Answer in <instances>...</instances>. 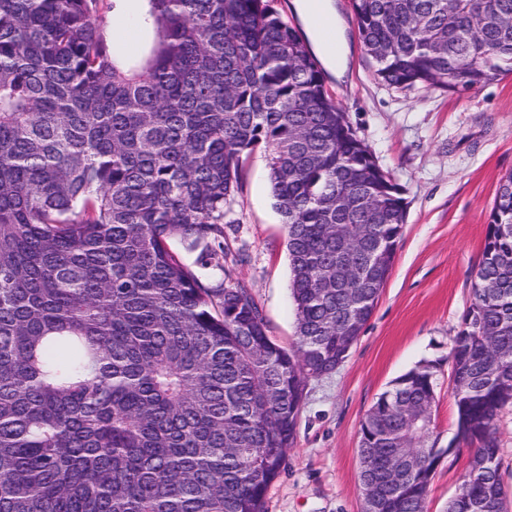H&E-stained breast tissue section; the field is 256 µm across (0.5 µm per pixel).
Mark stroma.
I'll list each match as a JSON object with an SVG mask.
<instances>
[{
    "label": "stroma",
    "instance_id": "stroma-1",
    "mask_svg": "<svg viewBox=\"0 0 512 512\" xmlns=\"http://www.w3.org/2000/svg\"><path fill=\"white\" fill-rule=\"evenodd\" d=\"M344 78L326 88L407 202L392 272L345 362L311 379L285 470L267 512H363L358 455L362 421L406 372L431 366L437 382L430 434L444 448L456 435L450 344L472 299L486 227L502 176L512 173V74L474 92L398 90L378 83L363 53L349 0ZM224 236L198 275L218 286L246 284L282 345L295 339L287 229L275 206L263 151L242 173ZM468 453L437 467L426 512H447L469 470Z\"/></svg>",
    "mask_w": 512,
    "mask_h": 512
}]
</instances>
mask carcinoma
Returning <instances> with one entry per match:
<instances>
[{
  "label": "carcinoma",
  "instance_id": "carcinoma-1",
  "mask_svg": "<svg viewBox=\"0 0 512 512\" xmlns=\"http://www.w3.org/2000/svg\"><path fill=\"white\" fill-rule=\"evenodd\" d=\"M104 0H0V512H266L308 381L337 367L392 271L407 203L277 0H142L132 57ZM377 80L476 91L512 71V0H350ZM266 155L288 229L293 349L250 288L172 249L224 236ZM512 174L450 348L448 512H508ZM363 267L362 279L353 269ZM427 367L368 410L364 512H425L439 463ZM497 428L503 483L512 492V408H507L500 414ZM469 455L454 450L437 467L432 479L425 512H447L448 502L456 495L469 470Z\"/></svg>",
  "mask_w": 512,
  "mask_h": 512
}]
</instances>
